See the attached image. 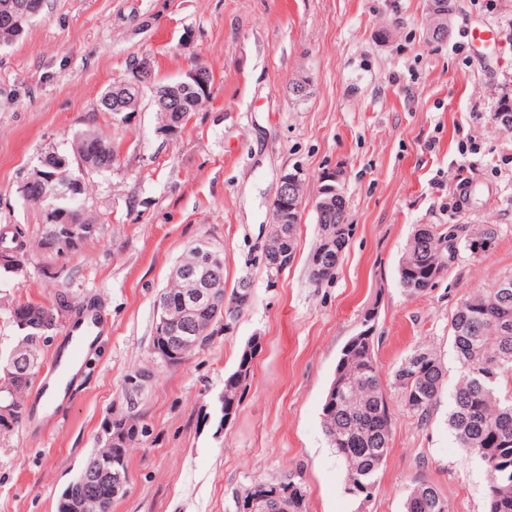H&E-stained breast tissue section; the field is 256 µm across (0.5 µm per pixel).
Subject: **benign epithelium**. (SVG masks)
I'll return each mask as SVG.
<instances>
[{
  "label": "benign epithelium",
  "instance_id": "1",
  "mask_svg": "<svg viewBox=\"0 0 512 512\" xmlns=\"http://www.w3.org/2000/svg\"><path fill=\"white\" fill-rule=\"evenodd\" d=\"M43 0H0V26L22 34L26 26L43 10ZM132 79L112 85V90L102 96V102L112 112L129 119L139 110L143 89L148 87L152 102L168 112H184L190 109L187 97H198L210 93L211 86L203 76L202 68L192 66L171 84L155 83L151 63L147 59L136 60L131 65ZM48 180L54 183V202H45L44 197L34 198L31 187ZM303 184L301 173L289 171L280 177L276 196L270 204L271 223L290 224L301 212L303 200L297 189ZM83 192L81 179L73 172L61 167L58 173L47 177L35 170L19 188L21 196L29 203L34 201L42 206L46 222L51 224L44 240L46 247L78 248L94 233L95 228L76 221V203ZM344 198L343 174L331 171L320 178L319 189L312 200L314 211L322 215L330 212L338 200ZM269 254V268L273 270L270 280H276L294 261L295 253L282 246L279 239H268L265 243ZM223 263L222 252L206 239H198L189 246L171 273V280L183 284L180 294L157 298L156 322L153 350L157 358L166 365L178 364L186 359L188 351L202 345L204 331L200 314L207 305H212L215 288L219 285L216 268ZM12 356L23 358L29 363L25 371L10 375L13 385L26 388L39 375L38 356L26 336L21 335L12 349ZM154 378V372L139 370L125 381L126 397L129 404H135L136 397L144 385ZM132 411L112 414L104 425L110 433L108 444L111 448L101 457L98 465L87 472L84 484L92 492L68 491L62 499L64 512H93L102 499L115 501L129 491L127 453L133 436ZM306 500L303 492L286 485L275 483L253 484L234 499L235 512H288V504H302Z\"/></svg>",
  "mask_w": 512,
  "mask_h": 512
}]
</instances>
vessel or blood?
I'll use <instances>...</instances> for the list:
<instances>
[{"label": "vessel or blood", "instance_id": "b4317fda", "mask_svg": "<svg viewBox=\"0 0 512 512\" xmlns=\"http://www.w3.org/2000/svg\"><path fill=\"white\" fill-rule=\"evenodd\" d=\"M106 326L96 308L86 309L79 323L71 325L63 347L53 356L51 369L41 386L42 412L31 417L30 430L39 434L52 426L55 417L48 410L58 399H68L70 390L81 379L88 366V356L95 350Z\"/></svg>", "mask_w": 512, "mask_h": 512}]
</instances>
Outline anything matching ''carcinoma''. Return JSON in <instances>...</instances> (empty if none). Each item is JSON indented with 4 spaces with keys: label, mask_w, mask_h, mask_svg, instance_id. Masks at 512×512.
I'll return each instance as SVG.
<instances>
[{
    "label": "carcinoma",
    "mask_w": 512,
    "mask_h": 512,
    "mask_svg": "<svg viewBox=\"0 0 512 512\" xmlns=\"http://www.w3.org/2000/svg\"><path fill=\"white\" fill-rule=\"evenodd\" d=\"M347 223L346 200L341 199L334 212L316 218L318 236L309 255V276L319 286L333 279L334 268L324 267L318 253L331 237L330 252L344 253L351 233ZM298 223L273 224L269 234L284 239V246L296 249ZM448 241V251L439 253L434 243ZM497 230L487 224L477 228H444L440 224H421L409 241L399 267L400 283L411 294H421L444 277L459 249L469 250L478 242L495 244ZM14 251L19 261L28 256L23 230L15 226L0 234V247ZM327 272H322V269ZM509 288H483L463 300L451 319V340L459 363L458 382L448 425L457 442L467 453L483 462L488 486L485 512H512V475L504 479L500 469L504 460L512 463V274L500 277ZM92 302L73 304L58 293L54 301L19 302L10 310V318L28 319L32 311L44 314L45 321L55 320L62 308L78 315ZM247 364L240 356L237 371L224 381V402H241L235 383L237 374ZM335 381L340 383L336 400L323 405V426L331 448L345 464L347 479L353 483H377L378 473L390 451L391 419L386 391L374 357V340L354 335L345 344L336 366ZM393 383L406 405L426 423L444 385L446 370L429 349H417L406 356L393 373ZM24 390L12 398L17 410L9 421L0 419V431H10L27 417ZM405 512H449L448 501L431 483L422 481L409 491Z\"/></svg>",
    "instance_id": "1"
}]
</instances>
